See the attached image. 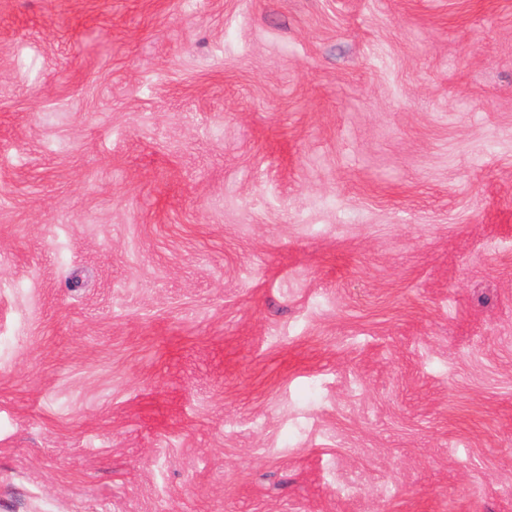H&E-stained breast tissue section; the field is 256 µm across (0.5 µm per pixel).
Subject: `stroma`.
Listing matches in <instances>:
<instances>
[{
  "instance_id": "stroma-1",
  "label": "stroma",
  "mask_w": 512,
  "mask_h": 512,
  "mask_svg": "<svg viewBox=\"0 0 512 512\" xmlns=\"http://www.w3.org/2000/svg\"><path fill=\"white\" fill-rule=\"evenodd\" d=\"M0 512H512V0H0Z\"/></svg>"
}]
</instances>
